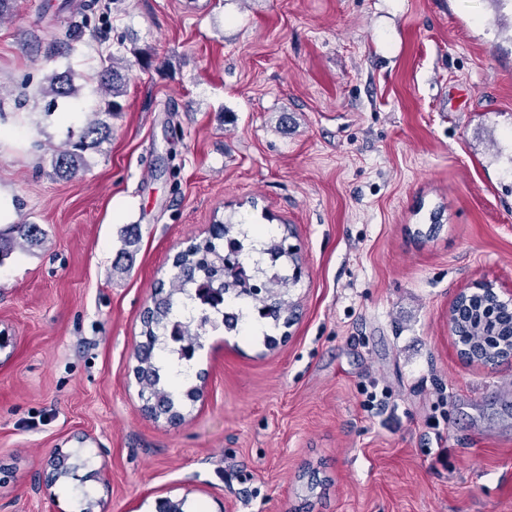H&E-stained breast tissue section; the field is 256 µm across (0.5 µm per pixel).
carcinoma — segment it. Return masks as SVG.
<instances>
[{"label": "carcinoma", "mask_w": 512, "mask_h": 512, "mask_svg": "<svg viewBox=\"0 0 512 512\" xmlns=\"http://www.w3.org/2000/svg\"><path fill=\"white\" fill-rule=\"evenodd\" d=\"M127 67L124 58H110V65L101 74V89L108 97L107 107L120 112L123 106L120 98L126 93L122 71ZM44 93L53 97H75L78 87L67 75H54L49 78ZM104 138L101 127L92 124L82 131L78 140L68 141L66 148L59 151L54 159L56 171L73 177L85 166L84 153ZM42 231L37 224H16L12 236L5 237L0 232V259L11 253L19 243L35 244ZM248 237L243 228L226 221L213 226L210 238L191 245L181 251L173 262L177 273L172 280L173 288L166 290L164 285L155 289L154 307L143 318L144 336L141 365L136 369L139 382L150 389L147 401L153 402L151 410L156 414H169L180 417L174 411L173 398L184 393L188 385H178L161 363L152 362L155 349H164L159 340V332L183 342V355L188 360L195 358L200 343L187 328V323H179L174 317V309L181 302L187 286H192L204 303L217 307L226 302L239 304L242 301L254 303V309L263 325L273 330L280 326L288 327L294 320V304L286 299L287 282L297 277L283 275L270 282H261L249 273L247 264L252 259V251L246 248L241 238ZM287 236L271 232L263 244L268 246L275 259L287 260L298 266V256L285 246ZM469 305L460 309L456 320L455 334L470 349V354L483 363L495 362L512 352V309L508 303L487 294H474L468 297Z\"/></svg>", "instance_id": "obj_1"}]
</instances>
